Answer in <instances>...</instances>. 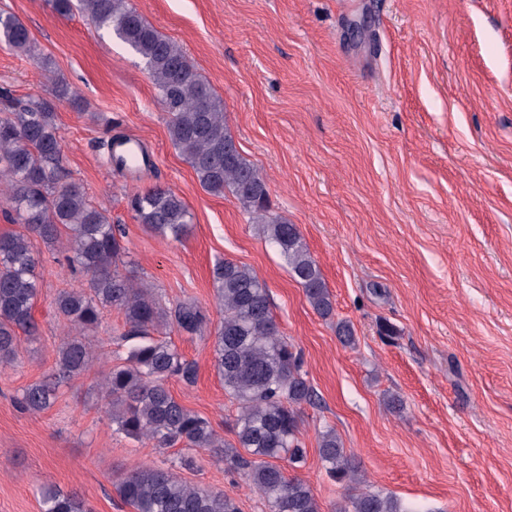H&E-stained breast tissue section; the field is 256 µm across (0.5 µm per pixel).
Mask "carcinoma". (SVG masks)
Masks as SVG:
<instances>
[{
	"label": "carcinoma",
	"mask_w": 512,
	"mask_h": 512,
	"mask_svg": "<svg viewBox=\"0 0 512 512\" xmlns=\"http://www.w3.org/2000/svg\"><path fill=\"white\" fill-rule=\"evenodd\" d=\"M67 16L78 11L95 28L124 44L144 65L157 92L174 147L183 155L202 188L214 195L230 192L250 223L284 258L288 272L322 317L333 312L331 293L299 228L269 210L267 183L235 147L224 120V103L198 73L183 47L164 36L130 4V0H49ZM0 42L44 70L42 56L27 27L15 15L0 12ZM54 98L81 107L80 97L63 78H54ZM0 175L7 180L23 231L0 235V363L17 356L21 337L38 336L33 308L39 295L31 238L66 252L69 265L87 286L60 293L58 313L70 331L58 346L55 370L27 387L21 406L41 412L53 405L59 387L87 372L94 352L87 331L111 308L124 316L125 340H136L125 363L111 367L100 384L111 407L116 430L134 440L148 439L160 448H201L224 458L230 470L243 472L264 496L268 512H321L320 504L298 477H288L273 460L288 455L294 467L305 463L299 440L302 405L315 401L300 354L284 338L274 319L265 283L243 264L225 260L212 271L221 322L214 345L224 391L236 402L237 444L218 442L210 422L181 404L166 387L171 376L193 378L194 365L169 341L155 339L169 322L187 332L200 331L205 315L193 304L170 313L151 289L123 271L124 232L95 206L84 189L67 181L53 104L31 99L0 116ZM139 223L175 240L185 236L192 215L173 191L152 187L130 200ZM319 456L338 483L359 481L360 466L332 427L319 436ZM117 495L136 512H239L222 490L192 486L170 468L145 466L115 485ZM42 512H91L75 493L42 492ZM336 512H415L398 498L375 491L348 497Z\"/></svg>",
	"instance_id": "cac0c4a2"
}]
</instances>
